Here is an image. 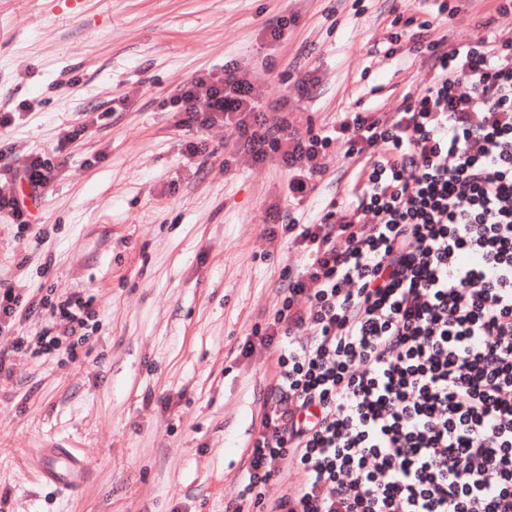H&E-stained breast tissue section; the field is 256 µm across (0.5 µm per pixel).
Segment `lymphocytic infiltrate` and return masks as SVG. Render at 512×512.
Segmentation results:
<instances>
[{
    "label": "lymphocytic infiltrate",
    "instance_id": "lymphocytic-infiltrate-1",
    "mask_svg": "<svg viewBox=\"0 0 512 512\" xmlns=\"http://www.w3.org/2000/svg\"><path fill=\"white\" fill-rule=\"evenodd\" d=\"M387 55L428 57L431 75L393 112H353L332 130L299 128L287 98L262 102L237 64L193 77L165 105L177 127L223 121L254 161L278 151L292 172L288 207L272 209L300 263L282 301L253 336L276 353L248 444L243 484L225 512H249L281 471L301 483L269 512H512V31L481 33L442 53L434 24L395 17ZM84 133L15 163L0 140V213L31 228L28 203ZM358 161L352 200L302 223L299 208L333 142ZM93 296L40 297L0 282V324L40 329L0 350V379L16 355L80 357L97 323Z\"/></svg>",
    "mask_w": 512,
    "mask_h": 512
}]
</instances>
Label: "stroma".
I'll use <instances>...</instances> for the list:
<instances>
[{
  "instance_id": "stroma-1",
  "label": "stroma",
  "mask_w": 512,
  "mask_h": 512,
  "mask_svg": "<svg viewBox=\"0 0 512 512\" xmlns=\"http://www.w3.org/2000/svg\"><path fill=\"white\" fill-rule=\"evenodd\" d=\"M494 8L449 18L439 51L475 37ZM399 14L435 18L419 0H0V111L29 104L0 140L22 159L85 128L30 207L42 244L0 219V281L82 290L99 310L90 359L23 357L20 382H0V512H224L236 499L277 373L271 348L240 349L299 262L264 232L271 207L288 206L290 173L277 154L254 162L220 121L189 156L190 131L162 103L230 60L257 98L288 97L302 125L396 111L429 65L383 56ZM281 16L296 23L270 41L262 28ZM308 72L306 97L294 82ZM343 152L336 142L320 157L309 216L350 202L356 165ZM58 443L87 472L66 491L40 476Z\"/></svg>"
}]
</instances>
